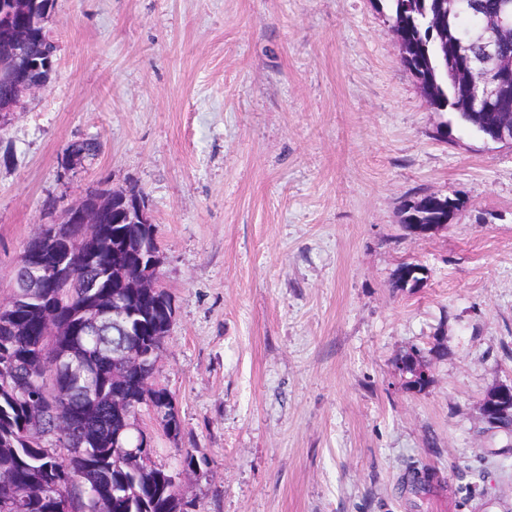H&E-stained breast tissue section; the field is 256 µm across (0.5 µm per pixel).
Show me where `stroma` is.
<instances>
[{"label": "stroma", "mask_w": 512, "mask_h": 512, "mask_svg": "<svg viewBox=\"0 0 512 512\" xmlns=\"http://www.w3.org/2000/svg\"><path fill=\"white\" fill-rule=\"evenodd\" d=\"M45 26L56 71L0 157V298L64 205L143 189L181 433L136 423L168 470L193 454V512H512V434L478 409L512 381V145L428 106L379 0H55ZM421 191L467 209L417 237ZM413 467L438 478L412 492ZM102 144L95 138L74 141L64 148L61 156V164L68 158H93L101 151Z\"/></svg>", "instance_id": "obj_1"}]
</instances>
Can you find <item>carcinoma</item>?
<instances>
[{"mask_svg":"<svg viewBox=\"0 0 512 512\" xmlns=\"http://www.w3.org/2000/svg\"><path fill=\"white\" fill-rule=\"evenodd\" d=\"M392 27L401 35L406 55L402 63L417 78L423 96L435 112L448 110L484 133L498 119L489 110L473 109L463 97V84L474 77L467 64H487L479 31L502 9L506 0H386ZM24 38L19 53L0 58V74L37 65L45 76L55 72L54 46L22 16ZM102 144L95 138L74 141L64 148L61 161L93 158ZM460 209L466 201L434 193L417 195L406 204L403 223L442 224L448 207ZM66 224H47L40 236L27 242L52 248L57 235L72 234ZM142 235L136 224L103 218L93 254L85 261V247L73 254L76 277L70 287L50 285L27 300H10L0 310V512H59V496L89 502L107 500L111 512H188L171 471L133 455L139 435L115 436L112 392L141 387L154 377V366L140 362H112V330L88 328L83 310L102 298L112 299V270L135 262ZM142 335L129 337L131 348L161 349L169 331L173 303L162 291L127 296ZM52 313L61 335L52 337V352L60 366L43 361L46 350L43 321ZM140 402L152 408L166 434H179L181 422L173 396L157 387ZM43 406L41 430H33L32 411Z\"/></svg>","mask_w":512,"mask_h":512,"instance_id":"cac0c4a2","label":"carcinoma"}]
</instances>
